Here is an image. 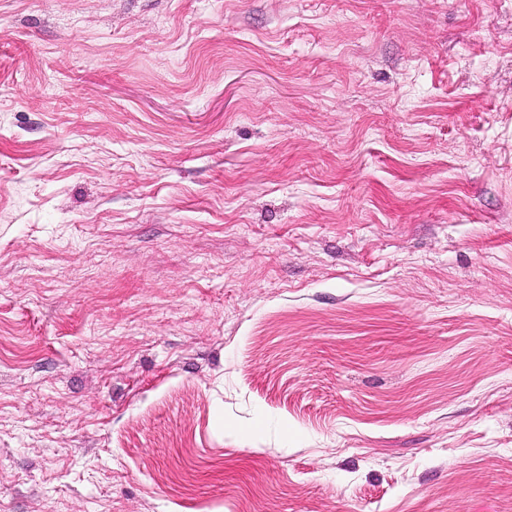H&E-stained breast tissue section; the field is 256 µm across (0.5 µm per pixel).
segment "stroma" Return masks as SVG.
I'll return each mask as SVG.
<instances>
[{
  "label": "stroma",
  "instance_id": "obj_1",
  "mask_svg": "<svg viewBox=\"0 0 512 512\" xmlns=\"http://www.w3.org/2000/svg\"><path fill=\"white\" fill-rule=\"evenodd\" d=\"M0 512H512V0H0Z\"/></svg>",
  "mask_w": 512,
  "mask_h": 512
}]
</instances>
